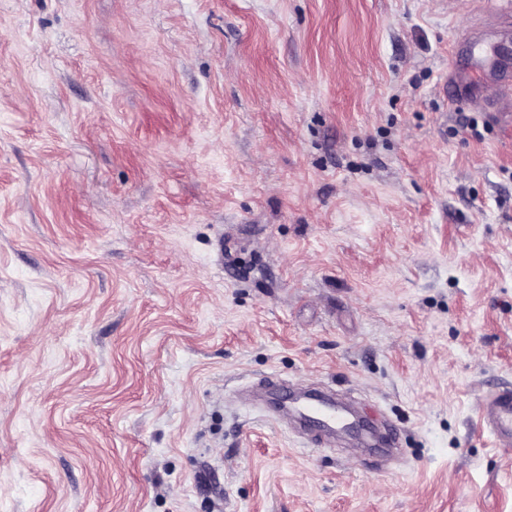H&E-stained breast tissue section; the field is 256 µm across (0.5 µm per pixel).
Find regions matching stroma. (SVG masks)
<instances>
[{
    "label": "stroma",
    "instance_id": "1",
    "mask_svg": "<svg viewBox=\"0 0 512 512\" xmlns=\"http://www.w3.org/2000/svg\"><path fill=\"white\" fill-rule=\"evenodd\" d=\"M484 2L0 0V512H512V124L443 93ZM483 423L488 426L500 445L512 447V390L485 392L479 401ZM293 412L302 420L315 426L321 435L328 437L336 431L348 429L354 421L348 409L336 403L331 397L320 399L304 398L293 401Z\"/></svg>",
    "mask_w": 512,
    "mask_h": 512
}]
</instances>
